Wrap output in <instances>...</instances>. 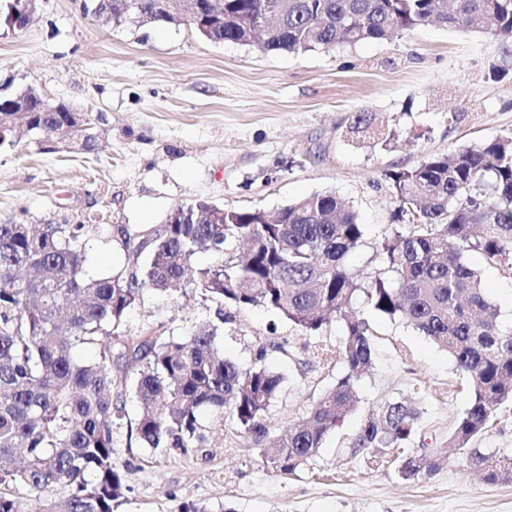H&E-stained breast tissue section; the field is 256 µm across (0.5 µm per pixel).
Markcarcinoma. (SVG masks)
<instances>
[{
    "label": "carcinoma",
    "instance_id": "carcinoma-1",
    "mask_svg": "<svg viewBox=\"0 0 512 512\" xmlns=\"http://www.w3.org/2000/svg\"><path fill=\"white\" fill-rule=\"evenodd\" d=\"M124 0H87L83 11L109 24L130 19ZM198 36L208 42L256 45L266 53H306L340 44L388 40L431 24L479 29L497 40L502 65L512 59V0H193ZM143 19L176 24L164 0H141ZM276 15L259 26L260 10ZM28 111L15 112L16 101ZM72 113L34 98L31 89L0 96V148L22 136L58 132ZM88 123L81 152L98 148ZM350 133L372 138L365 112ZM394 217L376 246L371 276L346 259L364 246L357 212L331 192L317 193L270 213L182 203L165 223L136 231L110 224H0V512H114L126 490L116 433L141 447L199 448L201 414L229 418L264 442L271 468L293 475L353 412L356 385L372 366V332L356 308L362 295L373 310L411 324L448 353L470 383L466 409L448 446L467 450L488 484L512 481V454L471 447L496 411L512 403V327L481 287L464 255L512 268V135L471 144L389 173ZM117 236L126 267L92 277L81 240ZM214 262L193 268L197 254ZM199 288L220 304L271 309L313 335L331 321L344 330L342 374L282 435L265 418L283 377L257 362L244 368L216 346L221 326L203 322L187 336H128L129 309L146 291ZM95 351L89 362L73 352ZM137 366L130 390L139 404L125 413V389L113 369ZM420 410L404 398L376 407L353 441L359 452L400 448L418 432ZM437 453L410 455L408 480L439 466ZM28 491L27 497L19 489ZM66 492L57 499L50 492Z\"/></svg>",
    "mask_w": 512,
    "mask_h": 512
}]
</instances>
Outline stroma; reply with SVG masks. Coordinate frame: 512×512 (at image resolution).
I'll return each mask as SVG.
<instances>
[{
    "instance_id": "obj_1",
    "label": "stroma",
    "mask_w": 512,
    "mask_h": 512,
    "mask_svg": "<svg viewBox=\"0 0 512 512\" xmlns=\"http://www.w3.org/2000/svg\"><path fill=\"white\" fill-rule=\"evenodd\" d=\"M83 0H38L29 25L0 23V94L33 86L50 101L99 115L92 154L42 152L36 138L0 148V224H112L146 230L192 199L238 210L275 211L333 192L366 226L350 263L365 268L395 209L388 172L461 146L512 134V73L494 78L503 54L479 33L442 26L393 40L305 54H266L215 44L184 25L157 29L102 23ZM371 114L388 142L356 139V113ZM86 267L124 269L120 246L86 240ZM466 263L512 326V270ZM203 295L147 293L127 315L129 335H184L216 321ZM373 365L357 387L358 408L326 437L302 470L281 475L259 443L233 422L207 424L203 447L151 451L119 434L126 491L115 512H175L184 502L212 512H512V482L470 472L448 435L469 402L447 354L400 319L364 308ZM218 345L242 367L265 363L283 383L266 417L270 432L302 417L340 373L338 323L308 335L266 308L232 309ZM421 411L407 447L357 452L368 412L394 398ZM445 451L435 470L402 479L401 459Z\"/></svg>"
}]
</instances>
